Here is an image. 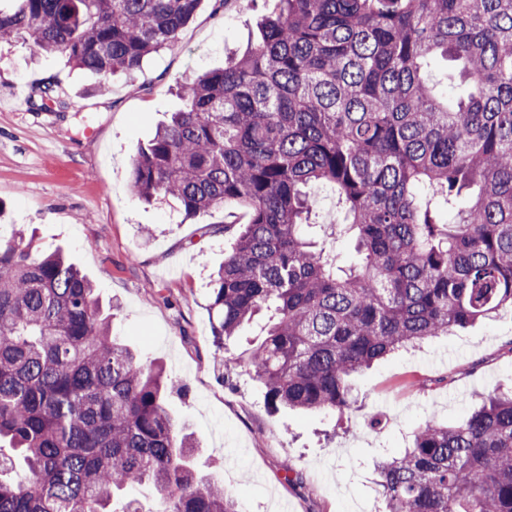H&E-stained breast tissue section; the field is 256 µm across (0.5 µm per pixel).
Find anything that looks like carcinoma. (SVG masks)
<instances>
[{
	"instance_id": "1",
	"label": "carcinoma",
	"mask_w": 512,
	"mask_h": 512,
	"mask_svg": "<svg viewBox=\"0 0 512 512\" xmlns=\"http://www.w3.org/2000/svg\"><path fill=\"white\" fill-rule=\"evenodd\" d=\"M0 36H28L106 79L173 46L202 0H13ZM260 37L180 84L132 161L146 201L216 208L232 252L207 310L215 347L261 316L248 357L274 408L342 414L350 378L396 350L512 310V0H278ZM467 88L437 91L436 54ZM330 187L359 256L309 238ZM163 367L111 332L60 250L0 235V512H240L191 465ZM381 512H512V390L454 425H418L374 463Z\"/></svg>"
}]
</instances>
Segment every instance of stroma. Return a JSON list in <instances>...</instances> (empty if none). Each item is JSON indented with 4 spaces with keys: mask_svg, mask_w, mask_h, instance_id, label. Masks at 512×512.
Instances as JSON below:
<instances>
[{
    "mask_svg": "<svg viewBox=\"0 0 512 512\" xmlns=\"http://www.w3.org/2000/svg\"><path fill=\"white\" fill-rule=\"evenodd\" d=\"M273 9L228 0L216 14L203 0L175 46L104 81L31 40L0 42V204L35 248L67 251L102 308L116 307V330L164 365L167 405L198 441L199 471L221 478L244 512H376L375 458L402 453L417 425L454 422L480 396L512 389V311L354 375L358 405L342 416L275 409L244 362L264 320L215 357L206 301L232 245L223 210L184 222L131 189L137 147L182 105L178 84L242 53ZM49 77L47 106L35 89ZM312 221L311 236L345 262L353 247L331 233L343 213L329 191Z\"/></svg>",
    "mask_w": 512,
    "mask_h": 512,
    "instance_id": "stroma-1",
    "label": "stroma"
}]
</instances>
